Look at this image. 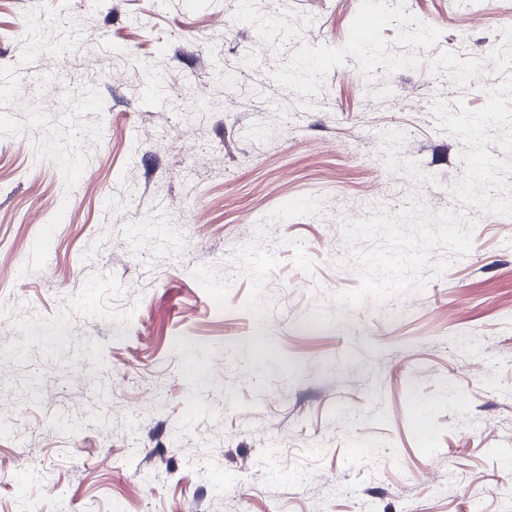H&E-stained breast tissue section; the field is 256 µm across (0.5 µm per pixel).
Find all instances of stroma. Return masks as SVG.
<instances>
[{"instance_id": "stroma-1", "label": "stroma", "mask_w": 512, "mask_h": 512, "mask_svg": "<svg viewBox=\"0 0 512 512\" xmlns=\"http://www.w3.org/2000/svg\"><path fill=\"white\" fill-rule=\"evenodd\" d=\"M1 82L0 512H512V0H0Z\"/></svg>"}]
</instances>
